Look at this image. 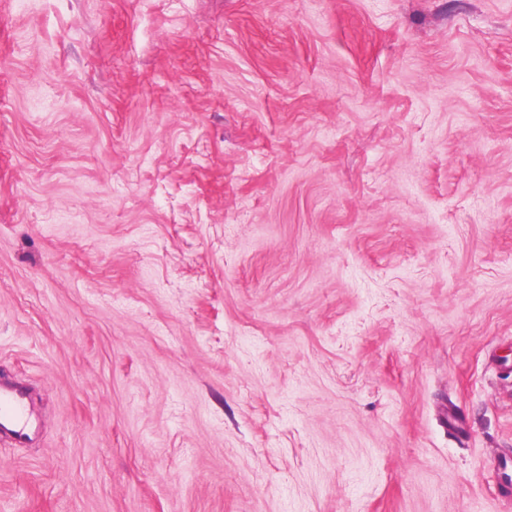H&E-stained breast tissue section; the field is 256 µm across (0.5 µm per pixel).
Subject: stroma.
I'll return each mask as SVG.
<instances>
[{"label":"stroma","instance_id":"35a3bbf8","mask_svg":"<svg viewBox=\"0 0 512 512\" xmlns=\"http://www.w3.org/2000/svg\"><path fill=\"white\" fill-rule=\"evenodd\" d=\"M0 512H512V0H6ZM35 428L26 386L0 380V443L6 439L11 447H25Z\"/></svg>","mask_w":512,"mask_h":512}]
</instances>
